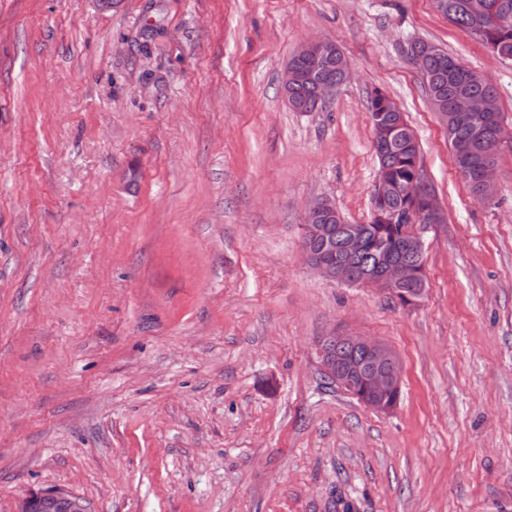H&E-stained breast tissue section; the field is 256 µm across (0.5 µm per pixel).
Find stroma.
<instances>
[{"label": "stroma", "instance_id": "35a3bbf8", "mask_svg": "<svg viewBox=\"0 0 512 512\" xmlns=\"http://www.w3.org/2000/svg\"><path fill=\"white\" fill-rule=\"evenodd\" d=\"M326 37L353 76L294 112L282 70ZM496 87L512 60L433 0H0V512H512V142L473 198L403 48ZM404 112L446 221L406 307L330 281L308 204L371 218L372 88ZM387 343L396 410L316 345ZM330 340L332 341L327 348ZM360 348L365 353L363 363L356 364L339 357L341 346ZM325 376L336 386L360 399L366 407L378 413H388L397 405L400 391L401 365L396 352L386 343L365 336L333 333L327 336L317 351ZM59 500H67L71 504V512H86L81 499L61 488H49L33 492L22 499L17 512H52V505Z\"/></svg>", "mask_w": 512, "mask_h": 512}]
</instances>
